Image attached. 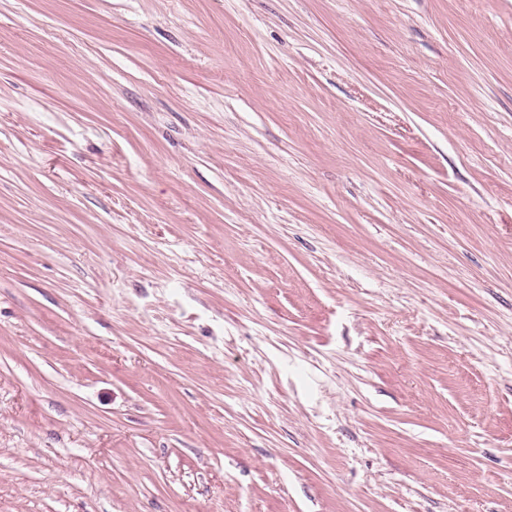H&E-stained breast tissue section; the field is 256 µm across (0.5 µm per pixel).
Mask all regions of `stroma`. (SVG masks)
<instances>
[{"mask_svg": "<svg viewBox=\"0 0 512 512\" xmlns=\"http://www.w3.org/2000/svg\"><path fill=\"white\" fill-rule=\"evenodd\" d=\"M0 512H512V0H0Z\"/></svg>", "mask_w": 512, "mask_h": 512, "instance_id": "obj_1", "label": "stroma"}]
</instances>
